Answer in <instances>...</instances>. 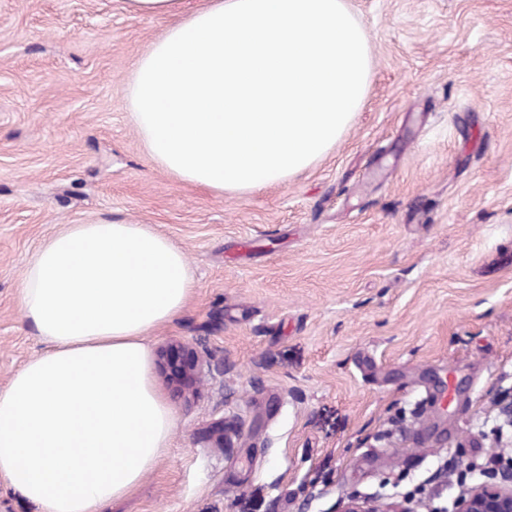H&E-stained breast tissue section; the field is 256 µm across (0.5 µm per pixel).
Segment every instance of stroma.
Segmentation results:
<instances>
[{"label":"stroma","instance_id":"stroma-1","mask_svg":"<svg viewBox=\"0 0 512 512\" xmlns=\"http://www.w3.org/2000/svg\"><path fill=\"white\" fill-rule=\"evenodd\" d=\"M372 75L330 154L219 193L153 163L133 70L176 17L124 0H0V387L44 346L17 299L68 224H149L196 288L158 328L206 366L172 444L111 512H330L351 492L446 504L493 459L512 387V0H346ZM447 408L425 404L443 384ZM225 419L233 447L209 428Z\"/></svg>","mask_w":512,"mask_h":512}]
</instances>
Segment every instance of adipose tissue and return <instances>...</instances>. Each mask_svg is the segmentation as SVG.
I'll use <instances>...</instances> for the list:
<instances>
[{"instance_id":"1","label":"adipose tissue","mask_w":512,"mask_h":512,"mask_svg":"<svg viewBox=\"0 0 512 512\" xmlns=\"http://www.w3.org/2000/svg\"><path fill=\"white\" fill-rule=\"evenodd\" d=\"M128 0L181 15L136 63L133 120L151 160L219 192L282 184L348 130L371 74L344 0ZM184 251L147 224H70L27 261L22 313L44 352L0 388V476L38 512H108L176 426L149 334L184 310Z\"/></svg>"}]
</instances>
